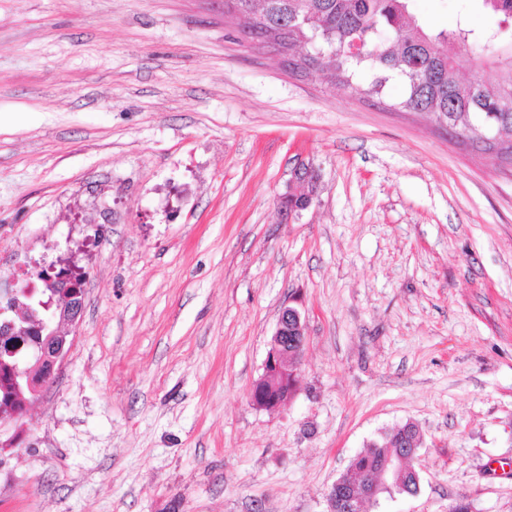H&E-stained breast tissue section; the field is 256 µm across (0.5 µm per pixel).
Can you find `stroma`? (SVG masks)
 Here are the masks:
<instances>
[{"instance_id": "1", "label": "stroma", "mask_w": 512, "mask_h": 512, "mask_svg": "<svg viewBox=\"0 0 512 512\" xmlns=\"http://www.w3.org/2000/svg\"><path fill=\"white\" fill-rule=\"evenodd\" d=\"M432 31L476 0H417ZM224 0H0V284L68 258L83 313L10 424L0 512H327L410 422L416 495L512 512V168L381 96L300 78ZM314 204L285 221L299 164ZM306 343L249 394L283 306ZM305 324L302 313L295 307L284 306L277 319L270 348L263 365L261 376L255 381L249 395L250 403L259 409L275 410L295 391V385L288 380L295 379L294 368L299 365L305 344ZM288 345L296 352L293 364L288 366Z\"/></svg>"}]
</instances>
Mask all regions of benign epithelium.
Wrapping results in <instances>:
<instances>
[{
	"label": "benign epithelium",
	"mask_w": 512,
	"mask_h": 512,
	"mask_svg": "<svg viewBox=\"0 0 512 512\" xmlns=\"http://www.w3.org/2000/svg\"><path fill=\"white\" fill-rule=\"evenodd\" d=\"M318 172L311 166L301 164L296 167L294 177L280 201L288 202L292 197L301 198L300 205L284 210L288 216L310 207L315 199ZM35 277L43 287L51 289L52 295L65 300L62 306L45 307L46 314L28 326L17 327L11 321H4L0 330V353L15 359L12 372L15 381L26 384L28 391L35 395L48 386L60 370L70 342L61 334L64 325L73 326L81 318L85 290L72 285L77 274L69 267H54L39 270ZM305 324L302 313L295 307L281 309L270 348L263 365L261 376L255 381L249 395L250 403L259 409L274 410L288 399V380L295 379L294 368L299 365L305 344ZM296 352L293 364H288V346ZM419 443L412 449H404L396 457V462H388L379 474V479L364 482V490L357 494L348 488L344 497L331 489L328 495V512H363L368 501L376 500L379 488L387 486V478L394 465L408 462L415 457Z\"/></svg>",
	"instance_id": "7a95c632"
}]
</instances>
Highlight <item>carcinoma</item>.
<instances>
[{
  "instance_id": "obj_1",
  "label": "carcinoma",
  "mask_w": 512,
  "mask_h": 512,
  "mask_svg": "<svg viewBox=\"0 0 512 512\" xmlns=\"http://www.w3.org/2000/svg\"><path fill=\"white\" fill-rule=\"evenodd\" d=\"M493 26L478 31L467 22L437 33L427 31L414 12V0H224V13L246 20L250 38L291 50L317 42L328 50L302 57L295 68L331 72L337 83L366 96H379L393 78L405 87L397 107L445 121L458 135L473 127L486 133L482 151L512 161V0H482ZM357 55L346 54L353 43ZM496 64V78L476 75L463 81L458 55ZM373 72L370 83L357 82L360 70ZM10 359L0 362V414L22 409L15 394ZM420 439L406 423L368 443L352 457L346 473L373 476L400 452L406 440ZM382 493L419 489L409 472L398 474Z\"/></svg>"
}]
</instances>
